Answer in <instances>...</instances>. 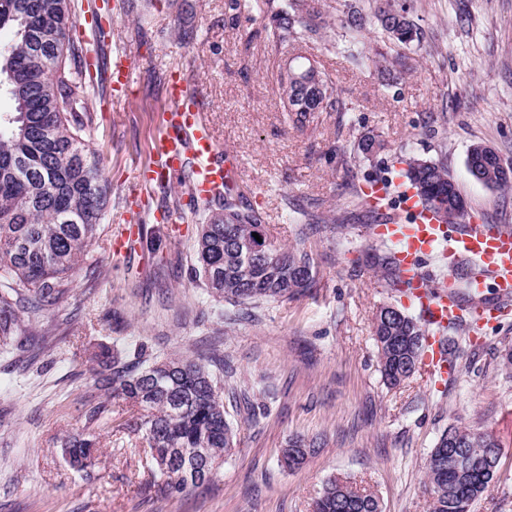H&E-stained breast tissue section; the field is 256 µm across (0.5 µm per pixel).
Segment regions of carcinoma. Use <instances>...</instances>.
<instances>
[{"label": "carcinoma", "mask_w": 512, "mask_h": 512, "mask_svg": "<svg viewBox=\"0 0 512 512\" xmlns=\"http://www.w3.org/2000/svg\"><path fill=\"white\" fill-rule=\"evenodd\" d=\"M247 7L271 20L269 38L282 54H289L306 34L326 28L320 0H247ZM374 17L380 30L397 44L408 46L422 38L406 4L375 0ZM71 0H0V95L10 107L0 110V347L26 351L21 333L24 319H35L69 292L72 275L87 263L108 220V189L94 153L82 137L91 123L86 112L89 84L83 71H72L80 61L70 37L73 29ZM367 19L359 11H343L341 28L349 61L362 65L369 57L360 36ZM293 74L280 90L288 103L305 107L291 119L304 130L323 112H348L329 76L318 71V86L307 87L309 59L294 58ZM405 56L397 55L383 67L387 84L408 74ZM385 145L366 134L356 151L369 159ZM487 146H471L466 166L471 176L503 192L512 190V177L499 174L496 157ZM405 165L407 184L445 224L468 218L466 201L444 163L407 155L394 156ZM348 194L372 214L395 212L386 197L379 206L368 205L364 190L352 184ZM451 199L448 217L438 210L440 196ZM202 219L196 239L195 278L217 303L252 306L283 302L305 294L316 283L309 254L270 242L268 257L251 255L252 232L262 223L259 213L239 209L232 195L220 208L212 201L196 206ZM396 246L386 242L370 249V267L381 273L385 287L397 291L403 281L395 261ZM429 325L406 307L393 311L382 305L376 312L374 340L385 384L405 382L404 373L422 368ZM89 361L96 364L94 385L106 399L90 404L83 428L68 434L63 448L70 465L85 471L94 465L101 425L112 429L109 403L128 413L117 432L138 436L151 476L162 480L166 492H181L210 482L191 448H210L214 458L230 455L235 430L224 403V361H196L179 356L161 360L141 350L136 361L125 362L99 345ZM303 448V456L316 452L317 441L300 436L289 439L281 463L296 469L289 447ZM501 445L489 432H473L450 425L436 440L427 466L426 491L431 512H470L472 503L488 491L496 476ZM313 512H381L379 499L338 477L328 479Z\"/></svg>", "instance_id": "carcinoma-1"}]
</instances>
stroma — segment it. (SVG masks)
<instances>
[{
    "label": "stroma",
    "instance_id": "stroma-1",
    "mask_svg": "<svg viewBox=\"0 0 512 512\" xmlns=\"http://www.w3.org/2000/svg\"><path fill=\"white\" fill-rule=\"evenodd\" d=\"M370 12L373 0H322L330 39L296 48L317 60L346 112H326L317 127L296 130L282 108V57L267 39L268 19L232 10L231 0H190L182 19L162 6L141 21L128 0H113L112 40L135 65V92L113 102L92 95L84 137L122 211L136 165L148 163L165 105L164 83L185 70L204 92L223 149L240 159L241 205H252L271 241L310 253L317 282L305 295L219 319L192 282L199 212L180 177L167 198L150 196L142 222L152 241L114 257L93 246L72 277L69 295L41 319L51 334L30 358L0 357V512H312L331 477L350 478L380 500L382 512H430L426 467L451 425L493 433L502 445L497 477L471 512H512V369L500 354L512 345V310L466 347L443 383L416 372L388 388L378 371L373 325L393 293L362 261L374 244L370 225L347 182L387 177L394 152L445 159L478 224L512 225V192L476 181L466 168L471 145L483 143L512 162V0H407L421 44L405 48L411 68L384 85L375 65L347 62L337 23L344 2ZM197 32L181 41L178 29ZM380 134L386 147L366 160L354 144ZM308 207L304 235L287 201ZM183 221L170 237L157 210ZM105 344L133 360L139 348L224 361V385L251 405L232 413L237 446L213 480L167 494L148 476L134 438L102 434L95 466L73 470L61 448L80 429L93 390L88 355ZM320 447L298 470L278 461L290 437Z\"/></svg>",
    "mask_w": 512,
    "mask_h": 512
}]
</instances>
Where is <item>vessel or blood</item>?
<instances>
[{
    "label": "vessel or blood",
    "mask_w": 512,
    "mask_h": 512,
    "mask_svg": "<svg viewBox=\"0 0 512 512\" xmlns=\"http://www.w3.org/2000/svg\"><path fill=\"white\" fill-rule=\"evenodd\" d=\"M108 79L115 99L131 96L134 78L126 55L113 56ZM166 95L167 103L155 118L159 134L153 142V160L137 169L128 193L134 202L130 219L112 231V251L117 255L125 254L133 245L135 220L141 212L139 202L158 183L187 173L191 193L202 199L221 196L228 190L235 192L240 187L236 158L218 144L200 96L184 71L170 73ZM401 209L403 218L375 226L373 232L397 244V259L409 283L408 293L415 298L424 319L432 326L444 327L459 314L449 282H431L420 268L423 258L438 252L453 262L465 259L476 264L474 284L484 297L473 316L481 325L492 322L501 303L512 299V231H488L477 224L450 231L433 219L410 190L403 193ZM422 366L430 379L447 377L448 360L439 337L427 338Z\"/></svg>",
    "instance_id": "b4317fda"
}]
</instances>
